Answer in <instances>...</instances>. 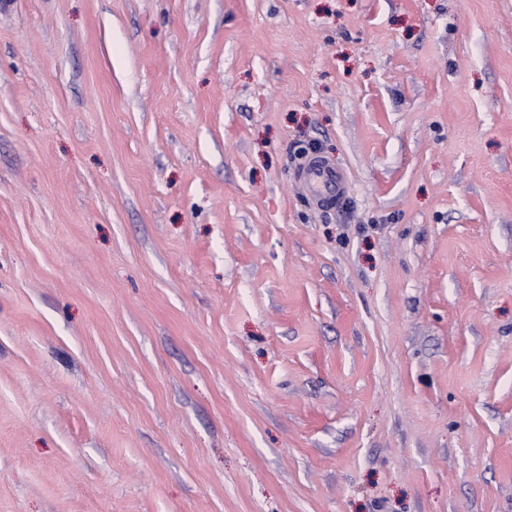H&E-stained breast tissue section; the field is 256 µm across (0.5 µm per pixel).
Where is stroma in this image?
<instances>
[{
  "instance_id": "1",
  "label": "stroma",
  "mask_w": 512,
  "mask_h": 512,
  "mask_svg": "<svg viewBox=\"0 0 512 512\" xmlns=\"http://www.w3.org/2000/svg\"><path fill=\"white\" fill-rule=\"evenodd\" d=\"M0 512H512V0H0ZM293 179L320 210L339 206L348 183L347 173L321 156L306 157L293 171Z\"/></svg>"
}]
</instances>
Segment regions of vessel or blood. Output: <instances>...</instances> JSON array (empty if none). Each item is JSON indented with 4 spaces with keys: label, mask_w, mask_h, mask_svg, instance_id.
<instances>
[{
    "label": "vessel or blood",
    "mask_w": 512,
    "mask_h": 512,
    "mask_svg": "<svg viewBox=\"0 0 512 512\" xmlns=\"http://www.w3.org/2000/svg\"><path fill=\"white\" fill-rule=\"evenodd\" d=\"M293 179L318 209H335L339 206L348 183L346 172L327 159L311 155L306 157L293 172Z\"/></svg>",
    "instance_id": "vessel-or-blood-1"
}]
</instances>
